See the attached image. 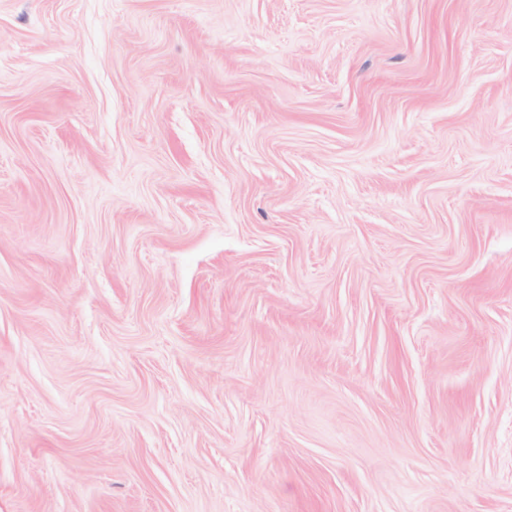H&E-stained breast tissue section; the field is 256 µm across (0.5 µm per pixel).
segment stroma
I'll list each match as a JSON object with an SVG mask.
<instances>
[{
    "instance_id": "1",
    "label": "stroma",
    "mask_w": 512,
    "mask_h": 512,
    "mask_svg": "<svg viewBox=\"0 0 512 512\" xmlns=\"http://www.w3.org/2000/svg\"><path fill=\"white\" fill-rule=\"evenodd\" d=\"M0 512H512V0H0Z\"/></svg>"
}]
</instances>
